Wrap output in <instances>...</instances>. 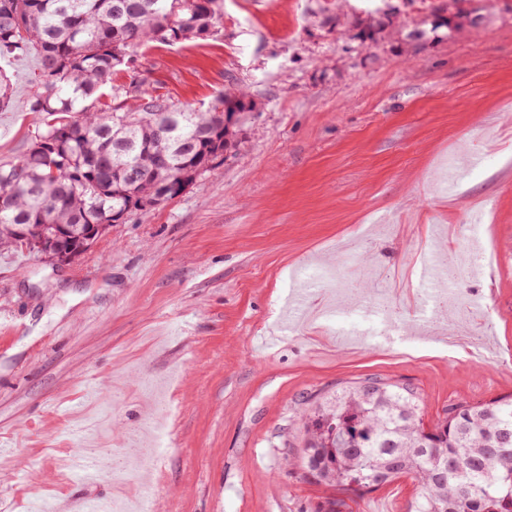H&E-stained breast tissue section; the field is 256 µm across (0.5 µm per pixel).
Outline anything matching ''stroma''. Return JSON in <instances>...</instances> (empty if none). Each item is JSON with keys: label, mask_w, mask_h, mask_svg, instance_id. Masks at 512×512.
Wrapping results in <instances>:
<instances>
[{"label": "stroma", "mask_w": 512, "mask_h": 512, "mask_svg": "<svg viewBox=\"0 0 512 512\" xmlns=\"http://www.w3.org/2000/svg\"><path fill=\"white\" fill-rule=\"evenodd\" d=\"M219 37L143 48L150 91L256 108L237 146L181 196L133 213L75 262L0 248V512L112 498L72 471L73 443L112 453L170 431L146 478L154 512H315L292 470L312 395L402 379L425 419L512 394V0H224ZM31 58H2L0 164L41 130ZM479 232H472V223ZM493 258L417 324L414 256ZM331 265L308 310L288 274ZM493 337L478 365L464 346ZM398 479L352 512H409Z\"/></svg>", "instance_id": "35a3bbf8"}]
</instances>
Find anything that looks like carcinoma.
<instances>
[{"mask_svg": "<svg viewBox=\"0 0 512 512\" xmlns=\"http://www.w3.org/2000/svg\"><path fill=\"white\" fill-rule=\"evenodd\" d=\"M222 0H0V57L34 56L29 110L43 116L26 153L0 165V247H24L38 229L75 255L92 226L112 212L137 210L134 196L154 199L198 167L224 161L234 129L217 113L243 118L246 93L226 91L205 110L176 108L142 80L121 101L94 109L120 67H133L149 42L176 45L220 34ZM132 163L128 185L112 169ZM413 384L374 376L312 396L299 416L302 448L292 465L340 494L316 512H349L348 501L401 477L419 486L411 512H512V395L448 406L428 425Z\"/></svg>", "mask_w": 512, "mask_h": 512, "instance_id": "carcinoma-1", "label": "carcinoma"}]
</instances>
